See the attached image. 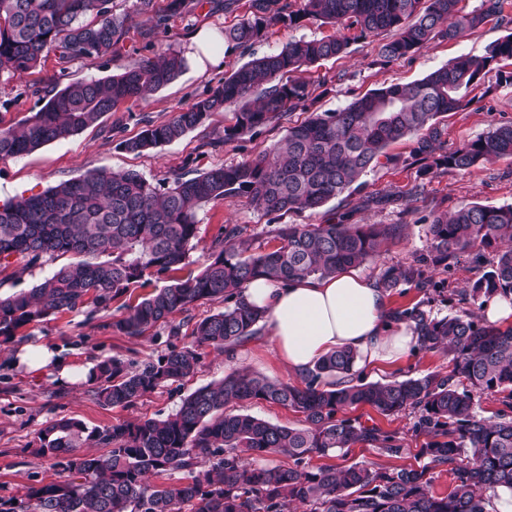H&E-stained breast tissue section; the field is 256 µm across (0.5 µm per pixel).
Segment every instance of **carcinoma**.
<instances>
[{
    "instance_id": "cac0c4a2",
    "label": "carcinoma",
    "mask_w": 512,
    "mask_h": 512,
    "mask_svg": "<svg viewBox=\"0 0 512 512\" xmlns=\"http://www.w3.org/2000/svg\"><path fill=\"white\" fill-rule=\"evenodd\" d=\"M149 32L167 34L169 15L152 13V0H137ZM461 0H251L250 16L224 30V42L250 51L272 26L305 19L339 25L366 39L382 34V63L414 55L435 40L461 39L489 21L512 27L508 0H479L470 11ZM112 0H0V75L22 77L51 50L67 62L107 58L129 32L132 17L112 13ZM349 45L344 35L292 41L256 56L170 120L151 124L120 142L141 154L181 139L214 112L239 105L224 141L278 123L308 108L311 83L303 68L337 58ZM512 60V32L488 46L483 56L461 55L410 84H393L334 112L317 113L288 128L273 146L251 160L198 172L184 168L159 188L132 171L94 169L39 194L0 204V259L19 256L34 264L46 256L72 254L79 260L58 267L31 288L0 298V346L62 313L108 307L134 286L176 273L187 265L197 239V214L215 200L245 197L267 215L318 210L334 199L345 202L352 188L386 149L415 138L412 153L432 170H466L512 157V120L498 121L484 135L445 150L437 117L464 107L460 91L478 85L494 61ZM184 68L177 52L134 59L123 72L103 79L70 82L16 127L0 129V161L25 155L96 124L119 106L167 86ZM287 224L279 244L252 251L236 227L221 226L209 259L197 274L177 277L154 289L113 321L125 336L138 338L158 324L177 337L181 325L168 322L200 302L225 303L224 310L197 321L193 346L173 348L136 367L103 360L89 373L105 406L127 408L159 387L194 374L196 348L232 354L253 339L265 311L241 303L255 277L287 283L328 277L381 256L400 237L401 224ZM428 251L407 263L380 270L378 284L391 293L402 284L438 291L427 275L446 272L467 257L476 273L458 303L480 307L493 296L512 297V205L473 203L454 212L433 213ZM417 335V349L448 353L447 373L429 372L388 383L347 381L357 355L336 350L321 358L301 383L271 381L246 370L200 387L178 410L163 418L123 422L88 430L61 419L39 433L40 452L67 454L68 475L28 489L38 512H488L491 499L512 492V327L486 325L462 310L442 318L417 303L393 310ZM501 394L495 418L476 410V398ZM264 400L303 414L301 428L272 424L226 408ZM369 405L384 416L414 415L423 437L417 465L382 467L313 465V456L348 454L358 444L400 458L401 436L378 425L338 416ZM102 445L108 452L84 450ZM286 454L288 465H257L254 457ZM447 468L451 489H433ZM173 471L184 482L152 479ZM190 510H184V506Z\"/></svg>"
}]
</instances>
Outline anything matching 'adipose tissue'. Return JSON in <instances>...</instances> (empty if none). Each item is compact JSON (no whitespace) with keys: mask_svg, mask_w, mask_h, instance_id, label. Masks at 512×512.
<instances>
[{"mask_svg":"<svg viewBox=\"0 0 512 512\" xmlns=\"http://www.w3.org/2000/svg\"><path fill=\"white\" fill-rule=\"evenodd\" d=\"M243 295L248 306L264 309L275 354L297 377L340 348L371 364L400 360L416 343L413 329L392 319L387 292L351 272L285 285L257 278Z\"/></svg>","mask_w":512,"mask_h":512,"instance_id":"obj_1","label":"adipose tissue"}]
</instances>
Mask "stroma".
<instances>
[{
  "label": "stroma",
  "instance_id": "obj_1",
  "mask_svg": "<svg viewBox=\"0 0 512 512\" xmlns=\"http://www.w3.org/2000/svg\"><path fill=\"white\" fill-rule=\"evenodd\" d=\"M248 6L249 0H234L229 7L224 0H208L194 12L173 17L169 36L152 38L144 25H135L111 60L84 58L64 63L58 52L53 51L31 75L20 79L0 76V128H8L41 108L55 88L69 82L112 76L120 73L127 62L143 56L154 58L176 51L185 59L182 73L146 99L121 105L117 113L105 116L74 136L0 161V200L41 193L94 168L134 171L157 184L170 171L187 164L198 171L235 164L257 156L284 136L288 126L305 120L306 112L299 109L284 117L274 129L250 133L228 143L224 140V127L233 118L232 111L228 110L214 113L202 127L158 152L135 155L120 148L121 140L136 136L147 123L167 121L187 109L197 97L215 87L226 70L242 64L239 51L227 48L224 30L247 17ZM200 32L211 33L213 49L223 55L219 65L203 66L192 56L190 45ZM333 32L332 26L312 20L291 27L279 25L266 40L255 44L254 52L260 56L294 40L320 38ZM504 34V28L491 22L461 40L436 41L408 58L386 65L379 62L380 38L352 41L344 57L311 67V79L326 82L325 91L313 109L331 112L372 90L422 79L456 56L484 55L487 46ZM508 72H512V60L492 64L481 83L467 91L470 103L465 109L438 117L444 148L486 134L492 121L512 119V85L500 81L501 75ZM413 146L414 140L410 137L391 145L388 160L380 162L363 177L361 186L345 205L335 200L317 211L278 216L255 210L244 198L206 204L197 215L198 244L189 254L190 271L205 266L208 247L220 225L235 226L242 237L262 246L280 225L323 224L337 220L345 212L353 224H400L404 227L401 237L388 243L380 259L359 266V274L373 278L378 276L382 266L408 262L427 251L433 212H450L472 203L512 204V158L468 170L440 169L423 178L419 175L418 164L411 158ZM71 260V255L67 254L28 269L22 268L12 257L0 261V298L30 290L59 265ZM432 276L441 282L440 292L427 295L405 284L390 295L391 306L398 308L421 301L437 317L460 311L457 297L475 278L468 263H461L450 272L433 270ZM146 293V288H133L112 300L108 309L94 315L62 314L29 328L28 343L60 349L69 365L80 374L77 383H63L44 373L26 371L17 363L19 343L0 347V497L21 501L28 487L58 481L65 476V457H47L38 450L37 436L52 421L75 419L92 429L147 418L162 419L175 413L189 393L221 380L236 369L271 380L292 381V374L277 360L269 337L260 334L238 347L231 357L209 347L201 348V360L193 376L156 390L132 407L101 405L93 394L91 382L84 378L85 372L95 364L113 357L140 363L167 353L171 347L191 345L194 323L223 308L219 302H199L188 311L174 314L173 322L182 326L181 335L175 339L170 338L167 328L162 326L147 330L139 339L122 335L112 326L114 318L122 314L124 305L137 302ZM448 366L446 354L414 350L398 363L372 367L360 364L356 370L364 381L384 383L433 371L444 372ZM345 415L366 425L376 424L386 430L399 431L408 449L402 462L413 463L411 450L416 442L410 435L411 414L386 417L364 405L346 410Z\"/></svg>",
  "mask_w": 512,
  "mask_h": 512
}]
</instances>
